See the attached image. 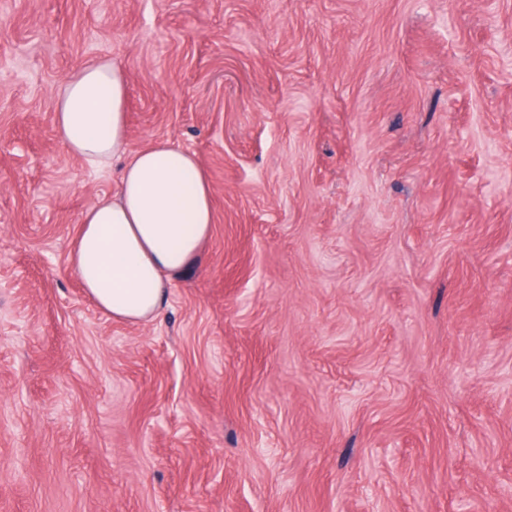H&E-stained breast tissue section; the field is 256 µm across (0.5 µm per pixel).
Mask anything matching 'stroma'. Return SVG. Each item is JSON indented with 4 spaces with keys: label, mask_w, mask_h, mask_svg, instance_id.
<instances>
[{
    "label": "stroma",
    "mask_w": 512,
    "mask_h": 512,
    "mask_svg": "<svg viewBox=\"0 0 512 512\" xmlns=\"http://www.w3.org/2000/svg\"><path fill=\"white\" fill-rule=\"evenodd\" d=\"M97 58L212 185L138 325L68 266ZM0 512H512V0H0Z\"/></svg>",
    "instance_id": "35a3bbf8"
}]
</instances>
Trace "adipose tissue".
<instances>
[{"mask_svg":"<svg viewBox=\"0 0 512 512\" xmlns=\"http://www.w3.org/2000/svg\"><path fill=\"white\" fill-rule=\"evenodd\" d=\"M126 98L121 66L87 62L59 90L54 123L66 150L87 166L122 163L118 193L84 213L69 264L101 311L139 324L159 316L172 278L209 239L214 214L194 153L166 140L128 152Z\"/></svg>","mask_w":512,"mask_h":512,"instance_id":"1","label":"adipose tissue"}]
</instances>
